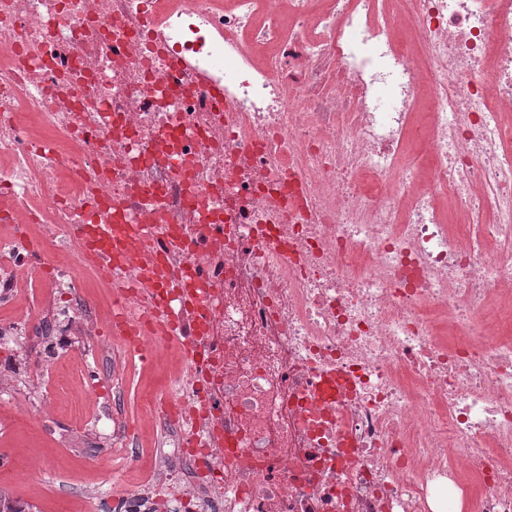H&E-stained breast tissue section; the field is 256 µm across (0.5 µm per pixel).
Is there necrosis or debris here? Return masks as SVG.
<instances>
[{"instance_id": "4bbe7bcc", "label": "necrosis or debris", "mask_w": 512, "mask_h": 512, "mask_svg": "<svg viewBox=\"0 0 512 512\" xmlns=\"http://www.w3.org/2000/svg\"><path fill=\"white\" fill-rule=\"evenodd\" d=\"M42 294L163 374L98 512H512V0H0Z\"/></svg>"}]
</instances>
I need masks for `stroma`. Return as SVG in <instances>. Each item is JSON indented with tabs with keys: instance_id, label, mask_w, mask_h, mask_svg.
I'll use <instances>...</instances> for the list:
<instances>
[{
	"instance_id": "1",
	"label": "stroma",
	"mask_w": 512,
	"mask_h": 512,
	"mask_svg": "<svg viewBox=\"0 0 512 512\" xmlns=\"http://www.w3.org/2000/svg\"><path fill=\"white\" fill-rule=\"evenodd\" d=\"M46 338L42 330L15 337L0 348V364L12 367L11 377L0 385V489L27 498L28 512H92V500L112 489V403L105 400L79 419L69 406L81 392L71 379L67 361L45 365ZM66 374L68 386L58 393L59 409L48 430H31L14 420L10 396L27 391L32 401L45 393L46 374ZM45 467L40 485L24 486L17 471L30 456Z\"/></svg>"
}]
</instances>
